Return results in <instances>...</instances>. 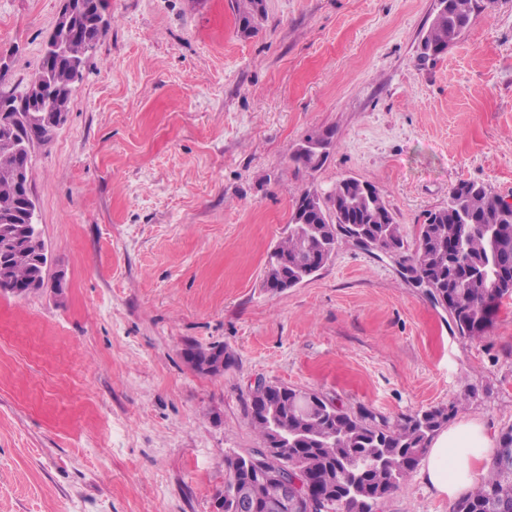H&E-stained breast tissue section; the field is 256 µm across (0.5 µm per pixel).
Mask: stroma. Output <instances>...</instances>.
Wrapping results in <instances>:
<instances>
[{
  "label": "stroma",
  "mask_w": 512,
  "mask_h": 512,
  "mask_svg": "<svg viewBox=\"0 0 512 512\" xmlns=\"http://www.w3.org/2000/svg\"><path fill=\"white\" fill-rule=\"evenodd\" d=\"M112 24L67 120L32 153L51 268L0 294V512H214L224 457L257 447L255 380L391 421L456 406L512 427V297L482 338L351 243L314 277L264 285L294 199L374 185L411 255L462 180L512 199V0L436 60L437 0H106ZM59 0H0V90L35 76ZM330 133L325 163L296 166ZM223 344V375L186 344ZM408 475L378 512H449Z\"/></svg>",
  "instance_id": "stroma-1"
}]
</instances>
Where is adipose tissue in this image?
<instances>
[{
	"label": "adipose tissue",
	"instance_id": "1",
	"mask_svg": "<svg viewBox=\"0 0 512 512\" xmlns=\"http://www.w3.org/2000/svg\"><path fill=\"white\" fill-rule=\"evenodd\" d=\"M495 448V436L483 421L450 425L427 449L419 478L436 496L460 498L484 481Z\"/></svg>",
	"mask_w": 512,
	"mask_h": 512
}]
</instances>
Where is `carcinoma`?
I'll return each instance as SVG.
<instances>
[{"label":"carcinoma","mask_w":512,"mask_h":512,"mask_svg":"<svg viewBox=\"0 0 512 512\" xmlns=\"http://www.w3.org/2000/svg\"><path fill=\"white\" fill-rule=\"evenodd\" d=\"M477 0H441L420 42V56L444 51L470 25ZM238 31L254 29L257 0H238ZM110 25L94 31L92 41L80 36L69 42L66 55L53 57L41 67L47 83L64 86L73 94L75 73H84L91 57L89 46H98ZM15 138L31 148L49 143L53 135L36 129L27 108H15ZM19 157L0 145V205L13 200L12 176ZM364 183L343 179L318 204L321 216L304 224L297 214L310 191L294 202L288 237L270 254L266 286L275 290L288 280L293 288L314 275L312 258H331L338 245L355 241L354 226L366 233L363 248L393 243L404 247L401 225L379 191L366 196ZM12 249L18 253L0 273L16 283L28 281L37 266L28 256L24 233ZM409 281L427 289L434 304L448 312L459 335L475 339L489 327L501 300L512 295V210L503 209L498 195L475 181H460L448 193V205L428 214L420 226L414 253L404 259ZM300 390L270 384L255 390L250 400V420L262 442L270 437L271 423L288 433L281 453L257 465L250 460L256 449L225 459L224 512H237L235 492H252L249 512H267L266 500L276 488L264 478L262 468L286 469L301 483L305 496L325 500V512H373V505L386 498L406 479L424 456L434 437L448 423L455 406L434 407L389 422L376 420L367 409L346 412L339 407L319 406L304 414L295 408ZM482 489L455 501L450 512H512V467L504 468L502 457L512 454V427L503 431Z\"/></svg>","instance_id":"obj_1"}]
</instances>
